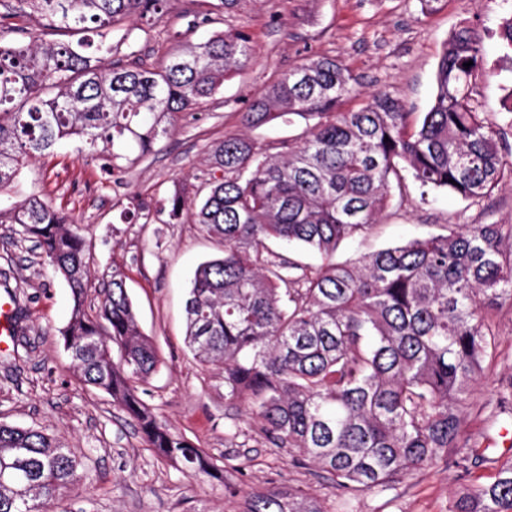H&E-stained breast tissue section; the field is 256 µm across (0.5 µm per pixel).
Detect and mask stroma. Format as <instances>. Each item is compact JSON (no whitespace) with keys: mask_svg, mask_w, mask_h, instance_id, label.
Returning <instances> with one entry per match:
<instances>
[{"mask_svg":"<svg viewBox=\"0 0 512 512\" xmlns=\"http://www.w3.org/2000/svg\"><path fill=\"white\" fill-rule=\"evenodd\" d=\"M200 9V0H168L151 25L136 17L128 21L143 62L155 64L173 50V32L193 41L208 37L210 28L188 26ZM504 15L502 0H439L431 11L422 0H239L224 24L251 34L255 58L225 81L195 118H178L159 151L115 178L64 144L33 160L15 185L0 193V199L13 202L39 196L80 225L94 286L110 281L113 265L123 266L139 325L160 359L142 399L159 421L224 468L220 480L187 476L148 447L109 395L79 381L60 335L73 304L69 286L44 264L33 242L20 240L15 225L0 224V296L13 298L15 316V334L0 351V417L46 428L82 456L86 471L53 512H240L241 490L288 486L338 497L322 472L247 428L244 409L224 401L221 369L201 367L186 346L190 281L197 265L221 253L222 244L187 212L177 220L153 213L133 223L120 214L134 201L162 198L177 186L191 194L200 190L212 146L240 130L246 102L308 55L341 58L368 90L388 91L407 110L422 113L432 105L445 43L467 23L481 35L485 59L470 77L471 104L486 116L497 115L504 89L512 85V73L497 67L505 53L497 36ZM406 194L405 204L383 216L368 235L342 245L336 261L440 234L450 224L512 220V183L477 203L443 192L424 194L411 182ZM488 396L484 387L473 393L464 424L468 438L486 448L485 462L468 474L438 463L398 483L395 506L364 494L357 512H448L471 483L492 482L512 457L501 437L503 429L512 428V400L492 417L482 408ZM235 423L246 431L231 442L226 432Z\"/></svg>","mask_w":512,"mask_h":512,"instance_id":"obj_1","label":"stroma"}]
</instances>
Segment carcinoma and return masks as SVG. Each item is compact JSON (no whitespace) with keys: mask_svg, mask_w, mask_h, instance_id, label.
<instances>
[{"mask_svg":"<svg viewBox=\"0 0 512 512\" xmlns=\"http://www.w3.org/2000/svg\"><path fill=\"white\" fill-rule=\"evenodd\" d=\"M168 0H0L60 35L0 44V192L29 162L63 143L112 175L156 151L175 118L216 95L251 61L243 28L184 42L158 65L132 50L125 21H151ZM218 0L191 27L214 23ZM473 65L466 68L464 63ZM483 44L468 25L454 31L438 65L431 109L418 117L387 92L368 93L336 57L310 55L239 113L242 130L211 151L208 191L193 218L224 245L195 270L186 301V344L202 366L224 369V400L248 408L251 425L327 474L344 492L326 504L299 487L252 490L241 512H356L438 461L468 469L463 417L471 389L497 350L494 318L512 311V224H457L445 235L391 245L337 263L339 246L366 234L405 202V175L427 194L481 200L512 182V114L490 119L471 105L469 78ZM364 96L357 110L340 111ZM305 121L272 146L245 130ZM389 141H384V138ZM176 192L156 212L178 219ZM55 275L73 306L60 331L81 381L108 394L156 454L195 476L217 459L159 422L138 394L159 364L140 331L124 270L93 306L80 228L36 196L0 206ZM278 241L319 254L305 264ZM118 360H113V355ZM84 478L81 463L45 429L0 421V512H48ZM448 512H512V461L494 481L469 486Z\"/></svg>","mask_w":512,"mask_h":512,"instance_id":"1","label":"carcinoma"}]
</instances>
